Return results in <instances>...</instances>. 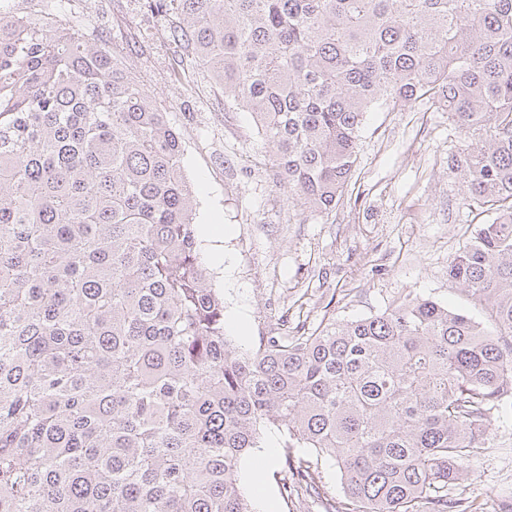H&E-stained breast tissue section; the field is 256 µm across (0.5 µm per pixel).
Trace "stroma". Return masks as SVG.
Segmentation results:
<instances>
[{
	"mask_svg": "<svg viewBox=\"0 0 512 512\" xmlns=\"http://www.w3.org/2000/svg\"><path fill=\"white\" fill-rule=\"evenodd\" d=\"M68 19L106 25L128 75L168 114L183 147L182 168L196 200L197 225L226 228L220 250L200 239L210 283L224 297V324L243 322L236 342L258 345L280 324L310 334L329 316L355 320L412 294L447 305L479 322L493 323L448 278V261L475 225L492 212L464 205L459 176L448 157L462 134L447 112L425 99L391 112H370L360 133L351 183L335 209L307 216L289 200L276 168L260 152L249 112L228 110L193 60H179L169 44L175 15L161 18L143 0H62ZM183 66L182 78L173 70ZM492 446L472 464L460 486L485 512L512 503V416L494 419ZM280 438L265 431L245 460L266 462L255 512H322L319 501L284 502Z\"/></svg>",
	"mask_w": 512,
	"mask_h": 512,
	"instance_id": "obj_1",
	"label": "stroma"
}]
</instances>
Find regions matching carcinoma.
I'll return each mask as SVG.
<instances>
[{
	"label": "carcinoma",
	"instance_id": "carcinoma-1",
	"mask_svg": "<svg viewBox=\"0 0 512 512\" xmlns=\"http://www.w3.org/2000/svg\"><path fill=\"white\" fill-rule=\"evenodd\" d=\"M253 116L288 198L336 207L365 114L426 98L496 217L448 261L488 332L410 294L366 318L224 336L182 144L89 28L0 14V512H253L263 429L324 512H483L456 487L512 403V0H149ZM320 470L322 472V482L327 495L341 498L343 496V490L340 480V473L334 461H322Z\"/></svg>",
	"mask_w": 512,
	"mask_h": 512
}]
</instances>
